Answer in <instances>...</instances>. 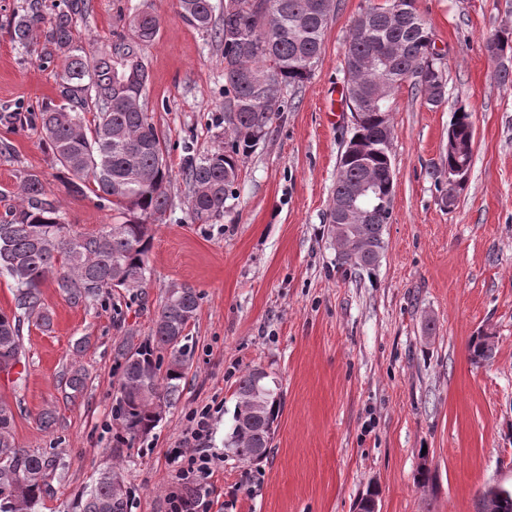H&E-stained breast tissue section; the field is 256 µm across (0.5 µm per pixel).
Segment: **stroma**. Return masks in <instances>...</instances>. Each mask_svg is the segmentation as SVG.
Masks as SVG:
<instances>
[{"label": "stroma", "mask_w": 512, "mask_h": 512, "mask_svg": "<svg viewBox=\"0 0 512 512\" xmlns=\"http://www.w3.org/2000/svg\"><path fill=\"white\" fill-rule=\"evenodd\" d=\"M68 0H0V222L18 186L40 174L65 223L93 232L113 212L94 195L74 196L30 113L61 103L60 62L45 31L22 47L15 16L37 5L44 20ZM367 0H337L312 78L288 91L285 112L241 165L237 198L201 224L188 210L187 158L224 133L223 47L180 15L178 0H87L73 17L78 44L110 48L129 34L128 16L158 17L144 45L150 81L143 107L171 170L170 200L153 227L151 277L141 294L70 303L43 288L47 327L23 329V358L0 374V399L15 413L18 447L54 459L41 512H68L80 488L120 463L129 512H168L165 496L184 448L188 415L214 409L203 446L219 466L205 481L210 512H355L368 488L379 512H477L480 494L512 487V90L488 37L512 31V0H417L446 64L445 102L427 105L403 83L391 96L392 217L375 267L340 264L330 205L352 116L343 90L346 39ZM472 114L473 156L451 208L448 127L457 108ZM199 296L188 329L180 398L133 445L113 418L120 397L117 351L151 334L173 287ZM491 334V358L473 364L472 336ZM81 369L80 392L64 374ZM266 371L283 394L270 451L244 464L224 446L244 371ZM52 413L51 428L40 417ZM428 465L432 485L416 481Z\"/></svg>", "instance_id": "stroma-1"}]
</instances>
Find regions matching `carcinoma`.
Segmentation results:
<instances>
[{
    "label": "carcinoma",
    "instance_id": "1",
    "mask_svg": "<svg viewBox=\"0 0 512 512\" xmlns=\"http://www.w3.org/2000/svg\"><path fill=\"white\" fill-rule=\"evenodd\" d=\"M314 0H224L220 24H215L213 0H180L181 16L198 29L215 28L224 46V142L201 158H191L183 169L191 186L189 208L194 220L207 222L223 215L236 196L241 164L267 134L269 124L283 111V92L298 89L313 74L322 54L324 33L331 15L313 8ZM409 15L396 20L372 5L351 24L344 71L347 83L359 94L360 104L351 136L344 145L333 191V202L350 195L360 183L379 182L369 199L370 222L355 226L369 249L338 253L341 264L370 268L383 248L384 225L391 209L393 183L385 178L391 150L375 152L367 162L357 161L354 146L368 147L391 123L389 98L380 92L405 82L430 104L445 98L440 85L426 78L443 70V58L430 52L432 32L419 13L416 0L407 4ZM42 22L39 12L19 17L13 26L15 41L28 46ZM136 40L119 36L109 52L97 54L76 45L71 12H60L51 23L46 41L60 58L64 103L42 105L35 118L51 145L57 165L73 176L67 190L84 194L87 185L109 203L118 221L92 233L76 232L65 224L60 200L48 193L37 173L26 175L19 187L20 204L12 219L0 224V276L9 280L14 302L10 313L0 312V359L21 363V333L30 319L47 326L43 286L47 281L73 304H92L112 292H134L145 287L149 276L152 225L169 206L166 184L170 171L160 139L142 104L149 75L141 46L159 31L150 13L132 17ZM512 52V32L499 31L486 43L491 57L496 46ZM448 133L461 141H474L471 115L460 110ZM199 307L196 291L189 287L168 290L148 340L132 350L118 352L120 398L115 420L133 442L150 432L162 419V409L179 396L187 368V328ZM493 345L475 336L469 345L474 362L491 357ZM169 358H164V354ZM235 409L224 447L243 463L259 460L253 450L269 448L274 424L282 406V393L252 369L241 375L235 389ZM15 415L0 401V501L9 498V512H38L49 492L48 477L56 461L16 446ZM122 477L116 464L100 473L73 497L71 512H128L129 490H115Z\"/></svg>",
    "mask_w": 512,
    "mask_h": 512
}]
</instances>
